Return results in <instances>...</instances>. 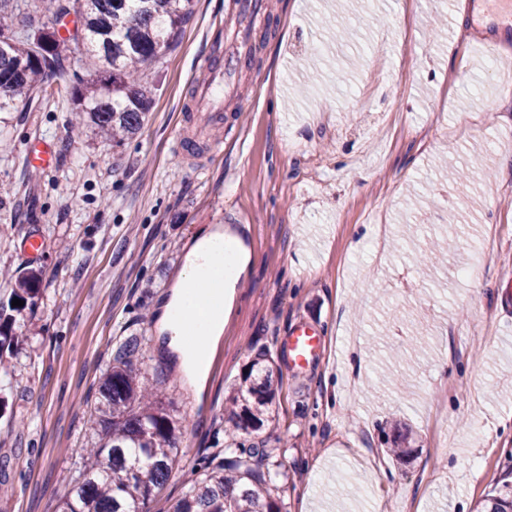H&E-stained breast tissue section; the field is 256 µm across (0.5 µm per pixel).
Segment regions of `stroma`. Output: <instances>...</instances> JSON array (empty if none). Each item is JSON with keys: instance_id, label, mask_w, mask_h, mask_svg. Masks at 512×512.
Wrapping results in <instances>:
<instances>
[{"instance_id": "obj_1", "label": "stroma", "mask_w": 512, "mask_h": 512, "mask_svg": "<svg viewBox=\"0 0 512 512\" xmlns=\"http://www.w3.org/2000/svg\"><path fill=\"white\" fill-rule=\"evenodd\" d=\"M458 4L266 0L249 25L238 0H194L175 49L142 72V130L118 146L52 93L90 74L68 45L51 92L0 122V301L20 271L40 276L0 352V512H58L131 336L135 372L176 422L149 512H172L199 458L223 450L225 400L255 346L280 372L258 437L282 512H477L512 489V28L493 31L490 60ZM216 42L254 59L225 70L220 124L191 105ZM37 137L53 169L26 166ZM454 152L484 156L490 177L441 175ZM225 223L252 262L198 391L156 314L192 235ZM452 229L460 248L430 270L414 260ZM477 247L483 264L461 273ZM304 323L326 350L296 368L285 342ZM395 420L411 431L403 462L385 451Z\"/></svg>"}]
</instances>
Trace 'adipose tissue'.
I'll return each instance as SVG.
<instances>
[{"label": "adipose tissue", "mask_w": 512, "mask_h": 512, "mask_svg": "<svg viewBox=\"0 0 512 512\" xmlns=\"http://www.w3.org/2000/svg\"><path fill=\"white\" fill-rule=\"evenodd\" d=\"M185 250L170 295L159 308L157 325L180 372L199 385L206 377L209 354L224 331L234 284L250 257L226 250L223 235L210 225L195 233Z\"/></svg>", "instance_id": "1"}]
</instances>
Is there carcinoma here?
Wrapping results in <instances>:
<instances>
[{"label": "carcinoma", "instance_id": "carcinoma-1", "mask_svg": "<svg viewBox=\"0 0 512 512\" xmlns=\"http://www.w3.org/2000/svg\"><path fill=\"white\" fill-rule=\"evenodd\" d=\"M0 112H22L45 91L43 78L64 67L65 46L55 24L68 14L56 0H0ZM34 7L45 17L35 36L12 30L15 11ZM192 15V0H81L70 38L87 46L95 78L72 96L81 106L82 124L106 140L122 141L138 134L149 101L138 72L176 44ZM38 274L19 278L12 298L24 302L38 293ZM135 341L125 344L98 389L95 423L100 446L86 449L84 467L62 512H145L153 492L176 464L175 422L158 395L137 379ZM241 382L224 407V455L203 460L174 512H281L263 471L264 443L243 435L260 430L276 395L274 361L263 349L245 367ZM396 447L410 453L409 432L393 427ZM481 512H512V492L484 500Z\"/></svg>", "mask_w": 512, "mask_h": 512}]
</instances>
